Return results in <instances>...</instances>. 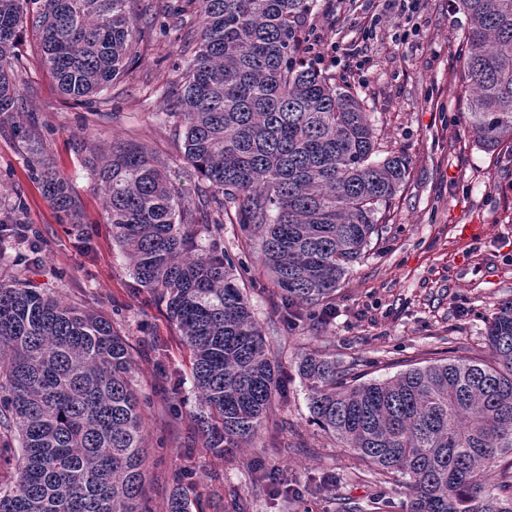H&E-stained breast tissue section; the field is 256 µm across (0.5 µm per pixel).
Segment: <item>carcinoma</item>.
Instances as JSON below:
<instances>
[{
    "mask_svg": "<svg viewBox=\"0 0 512 512\" xmlns=\"http://www.w3.org/2000/svg\"><path fill=\"white\" fill-rule=\"evenodd\" d=\"M200 43L166 116L185 125L184 156L210 196L190 206L144 145L90 165L112 239L139 286L167 301L191 351L217 452L255 438L279 388L274 363L224 245L197 253L193 227L233 219L257 238L284 309L324 305L379 235L377 213L405 185L409 158H378L363 101L301 59L310 0H189ZM127 0H0V115L15 112L17 45L32 28L41 63L80 101L123 71L137 29ZM464 112L476 144L512 150V0H454ZM63 212L68 182L34 171ZM485 359L347 381L336 360L304 354L312 419L369 465L400 476L407 512H512V299L486 328ZM126 338L107 318L64 305L19 276L0 278V447L18 480L0 512H142L144 401ZM183 488L168 512H190Z\"/></svg>",
    "mask_w": 512,
    "mask_h": 512,
    "instance_id": "carcinoma-1",
    "label": "carcinoma"
}]
</instances>
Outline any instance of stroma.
<instances>
[{"mask_svg": "<svg viewBox=\"0 0 512 512\" xmlns=\"http://www.w3.org/2000/svg\"><path fill=\"white\" fill-rule=\"evenodd\" d=\"M186 0H128L141 30L127 66L89 103L65 98L24 36L18 57V110L0 120V220L21 211L28 243L0 244V276L23 271L28 284L63 303L111 320L127 339L132 383L150 400L145 410L147 512H167L178 484L191 488L192 512H403L402 480L373 482L362 460L311 421L298 374L302 355L317 350L359 381L391 378L442 359L486 357L485 327L498 304L512 298V152L479 148L460 103V26L453 0H422L412 20L380 11L376 0H315L300 38L318 39L316 68L358 92L383 154L410 159L407 182L378 215L382 233L351 266L327 312L284 313L280 290L259 245L238 224L220 235L198 229L207 249L220 239L236 263L279 366L276 395L259 435L216 454L199 426L202 411L191 356L158 295L140 287L112 241L101 194L86 158L112 144L136 141L166 162L190 204L207 185L184 158V125L163 115L184 84L181 61L198 35L176 29ZM376 36L366 42L368 72L357 75L347 49L361 40L372 14ZM411 26L407 41L396 40ZM36 117L39 155L13 125ZM44 162L69 184L76 223H63L32 175ZM465 224L481 225L465 235Z\"/></svg>", "mask_w": 512, "mask_h": 512, "instance_id": "stroma-1", "label": "stroma"}]
</instances>
